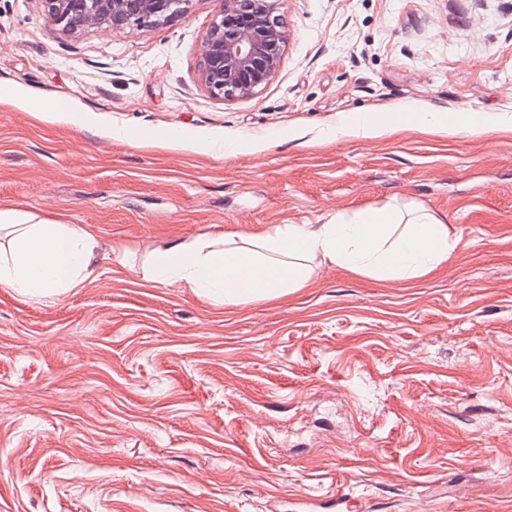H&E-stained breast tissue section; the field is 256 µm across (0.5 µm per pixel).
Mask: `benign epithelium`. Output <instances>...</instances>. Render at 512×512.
Returning a JSON list of instances; mask_svg holds the SVG:
<instances>
[{"label":"benign epithelium","mask_w":512,"mask_h":512,"mask_svg":"<svg viewBox=\"0 0 512 512\" xmlns=\"http://www.w3.org/2000/svg\"><path fill=\"white\" fill-rule=\"evenodd\" d=\"M190 0H45L58 25L77 32L101 25L153 27L186 11ZM280 0H222L203 40L199 73L214 96L249 98L278 72L288 28Z\"/></svg>","instance_id":"1"}]
</instances>
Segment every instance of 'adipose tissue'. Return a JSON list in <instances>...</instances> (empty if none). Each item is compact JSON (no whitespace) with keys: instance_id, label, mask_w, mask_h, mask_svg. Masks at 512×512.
I'll return each mask as SVG.
<instances>
[{"instance_id":"ef3b65f1","label":"adipose tissue","mask_w":512,"mask_h":512,"mask_svg":"<svg viewBox=\"0 0 512 512\" xmlns=\"http://www.w3.org/2000/svg\"><path fill=\"white\" fill-rule=\"evenodd\" d=\"M459 243L434 213L394 201L323 224H280L238 243L219 229L160 252L148 278L216 302L251 303L287 294L323 265L412 280L445 264ZM99 255L93 225L0 205V288L25 300L64 295L97 279Z\"/></svg>"}]
</instances>
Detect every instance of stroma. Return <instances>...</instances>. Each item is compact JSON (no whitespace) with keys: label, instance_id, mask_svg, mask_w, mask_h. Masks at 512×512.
Masks as SVG:
<instances>
[{"label":"stroma","instance_id":"stroma-1","mask_svg":"<svg viewBox=\"0 0 512 512\" xmlns=\"http://www.w3.org/2000/svg\"><path fill=\"white\" fill-rule=\"evenodd\" d=\"M219 7L69 34L43 0H0V201L101 242L99 278L67 296L0 288V512L338 493L512 512V0H282L281 66L234 100L199 79ZM62 95L79 124L38 114ZM474 113L504 124L460 131ZM364 115L381 135L326 140ZM172 131L183 146H150ZM391 200L460 237L448 263L405 282L325 265L226 305L144 276L216 225L260 235Z\"/></svg>","mask_w":512,"mask_h":512}]
</instances>
